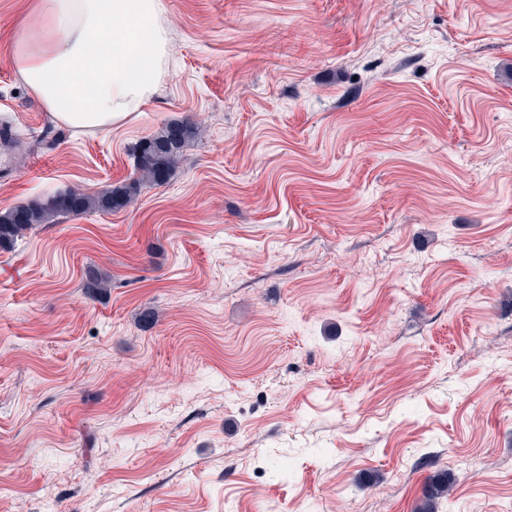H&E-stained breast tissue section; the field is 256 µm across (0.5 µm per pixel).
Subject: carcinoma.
<instances>
[{"mask_svg":"<svg viewBox=\"0 0 512 512\" xmlns=\"http://www.w3.org/2000/svg\"><path fill=\"white\" fill-rule=\"evenodd\" d=\"M198 133V127L190 122L165 125L156 135L135 147L133 156L137 177L104 194L69 190L0 213V251L12 249L17 239L36 224H50L64 215H81L126 206L138 195L142 186L167 181L180 160L182 149ZM84 288L90 294H100L108 288V280L97 269L90 267L85 274ZM452 484V476L446 471L428 477L416 512H437L439 500L448 496Z\"/></svg>","mask_w":512,"mask_h":512,"instance_id":"1","label":"carcinoma"}]
</instances>
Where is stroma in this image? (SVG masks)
I'll return each instance as SVG.
<instances>
[{
    "instance_id": "35a3bbf8",
    "label": "stroma",
    "mask_w": 512,
    "mask_h": 512,
    "mask_svg": "<svg viewBox=\"0 0 512 512\" xmlns=\"http://www.w3.org/2000/svg\"><path fill=\"white\" fill-rule=\"evenodd\" d=\"M163 2L168 75L100 131L0 0V212L200 129L0 251V512H414L442 470L438 512H512V0ZM198 133V127L190 122L165 125L156 135L135 147L133 156L137 177L104 194L69 190L0 213V251L11 250L17 239L36 224H51L55 218L64 215H81L126 206L138 195L142 186L167 181L180 160L182 149ZM453 479L448 471H441L429 476L424 484L422 495L417 503L416 512H437L440 499L448 496Z\"/></svg>"
}]
</instances>
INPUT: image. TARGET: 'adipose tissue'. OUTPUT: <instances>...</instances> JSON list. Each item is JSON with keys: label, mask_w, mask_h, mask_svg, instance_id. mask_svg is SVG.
Returning a JSON list of instances; mask_svg holds the SVG:
<instances>
[{"label": "adipose tissue", "mask_w": 512, "mask_h": 512, "mask_svg": "<svg viewBox=\"0 0 512 512\" xmlns=\"http://www.w3.org/2000/svg\"><path fill=\"white\" fill-rule=\"evenodd\" d=\"M11 63L59 125L105 130L140 111L164 74L161 0H37Z\"/></svg>", "instance_id": "1"}]
</instances>
